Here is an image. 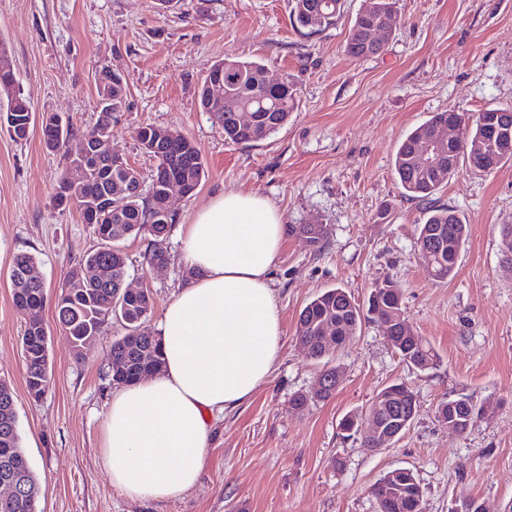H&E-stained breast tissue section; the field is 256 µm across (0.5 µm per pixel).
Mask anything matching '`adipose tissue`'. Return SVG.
<instances>
[{"mask_svg":"<svg viewBox=\"0 0 512 512\" xmlns=\"http://www.w3.org/2000/svg\"><path fill=\"white\" fill-rule=\"evenodd\" d=\"M286 228L265 197L223 191L181 229L194 278L159 320L163 368L112 393L101 461L112 484L144 502L199 480L213 416L248 399L277 360L282 323L271 272Z\"/></svg>","mask_w":512,"mask_h":512,"instance_id":"obj_1","label":"adipose tissue"}]
</instances>
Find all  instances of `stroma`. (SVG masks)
<instances>
[{
  "label": "stroma",
  "mask_w": 512,
  "mask_h": 512,
  "mask_svg": "<svg viewBox=\"0 0 512 512\" xmlns=\"http://www.w3.org/2000/svg\"><path fill=\"white\" fill-rule=\"evenodd\" d=\"M363 0H344L335 26H298L291 0H0V38L32 111L27 139L0 131V378L15 391L22 446L45 490L37 512H377L371 486L407 468L423 492L422 512H450L475 499L486 512L512 502V264L503 259L502 225L512 224V162L485 172L460 163L438 193L469 226L456 273L438 282L420 262L417 202L402 197L393 154L402 138L435 113L470 115L512 106V0H397L394 33L366 59L347 55L350 20ZM259 59L270 79L291 77L298 108L278 132L250 146L229 143L198 88L224 57ZM119 73L127 101L112 151L150 177L155 159L135 134L151 125L189 137L206 162L194 195H174L178 226L164 266L149 267V240L130 237L127 284L148 282L156 328L185 281L178 227L220 191L269 199L286 225L325 224L314 250L286 233L272 271L282 348L270 377L236 408L212 418L198 484L162 504L116 489L101 464V428L113 384L110 345L125 333L111 319L100 340L75 357L55 322L69 268L98 246L93 225L52 201L67 169L43 143V114L76 130L92 128L97 81ZM32 253L45 286L51 388L32 401L19 338L27 321L14 303V256ZM395 281L405 315L440 357L426 371L406 366L380 324L363 322L336 353L335 395L304 412L295 393L315 386L321 366L296 340L300 311L334 287L366 301ZM406 382L419 409L409 429L379 450L340 427L387 384ZM461 395L487 412L463 434L442 426L437 405Z\"/></svg>",
  "instance_id": "1"
}]
</instances>
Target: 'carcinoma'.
<instances>
[{"label":"carcinoma","instance_id":"1","mask_svg":"<svg viewBox=\"0 0 512 512\" xmlns=\"http://www.w3.org/2000/svg\"><path fill=\"white\" fill-rule=\"evenodd\" d=\"M293 16L302 28H328L337 23L343 14L342 0H292ZM396 0H364L363 7L351 20L345 50L353 58L364 59L378 54L383 46L367 45L364 34L372 26L388 27L395 13ZM9 45L0 40V89L4 99L12 101L17 111L5 115L1 130L16 140L25 138L23 104L28 99L19 88L11 67ZM224 67V110L211 113L212 120L224 131V139L236 145L253 144L277 132L287 122L297 107V87L289 79L268 87L265 84L266 65L259 60L226 57L214 64L211 70ZM249 105L263 113V120L254 126L240 122L241 109ZM459 111L450 109L435 113L427 122L405 135L396 148L393 166L402 194L423 205L424 220L418 225L417 248L429 247L431 252L430 275L437 281H445L457 268L461 248L468 235V225L454 209L436 204L435 195L447 184L454 171L448 166L426 168L418 162L419 144L437 123L453 119ZM65 137L61 140L45 135L46 148L57 150L72 140L83 142L95 138L96 150L88 153L80 149L66 152L68 164L86 168L84 182L70 193L67 209L79 213L83 221H89L88 210L94 200L107 196L109 183H121L126 193L112 196V211L95 223L99 246L67 272L65 284L79 281V286L68 291V297L56 305V321L69 340L76 355L93 345L109 319L123 321L126 333L112 341V374L115 385H128L163 367L159 337L152 334L146 319L153 308L150 290L144 288L132 294L125 288L127 277L126 256L118 243L131 237H150L149 250L144 255L145 264L162 265L167 260L165 242L176 217L164 205L167 183L178 181L193 193L206 177V167L200 150L184 135L177 133L171 138L155 141L156 130L142 126L137 130L141 148L157 159L148 194L138 190L140 175L127 162L111 164L112 116L101 113L97 124L90 130L77 134L74 128L64 125ZM454 163L464 158L473 162L483 158V171H492L512 161V149L496 152L487 130L474 126L469 142L464 146L450 144L445 149ZM112 179H107V172ZM296 231L319 249L328 237L329 229L323 224L293 226ZM37 265L29 253H20L13 259L10 282L13 301L31 308V318L20 336L21 354L26 366L27 392L41 389L47 370L46 345L48 332L41 317L44 305V284L29 276ZM404 315L402 295L397 283L386 279L374 286L367 309L360 308L351 294L342 288H331L312 299L299 314L297 341L308 351L310 358L323 363L320 375L322 390L317 398L306 393L296 394L291 402L293 409L302 412L316 401H326L336 393L338 367L331 365L332 357L350 336L355 335L362 321H379ZM391 348L407 365L425 371L437 361V353L426 339L418 336L405 338L402 330L390 336ZM412 392L404 382L392 383L378 392L367 414L384 423L394 405L392 397ZM484 413L467 397L455 399V404L441 402L436 408V418L443 425L451 424L459 433L466 432ZM0 448H12L22 455L24 450L19 434L18 415L13 388L0 387ZM17 479L23 482L26 493L21 495L11 512H37L41 486L35 475L25 472ZM411 477L399 474L392 480L380 477L372 486L374 499L397 503L399 508L390 512H420Z\"/></svg>","mask_w":512,"mask_h":512}]
</instances>
